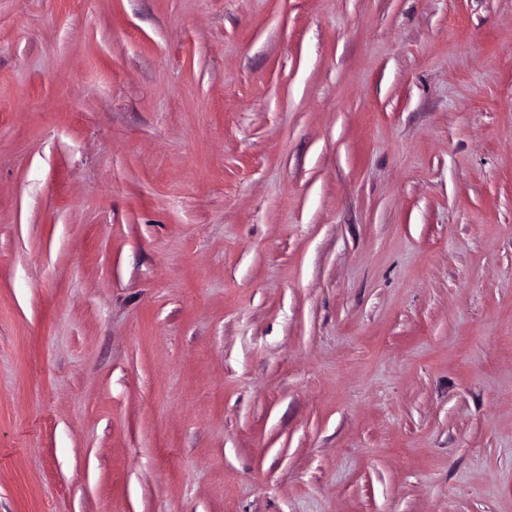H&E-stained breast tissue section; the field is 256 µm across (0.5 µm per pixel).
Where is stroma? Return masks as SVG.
Returning <instances> with one entry per match:
<instances>
[{
    "label": "stroma",
    "instance_id": "1",
    "mask_svg": "<svg viewBox=\"0 0 512 512\" xmlns=\"http://www.w3.org/2000/svg\"><path fill=\"white\" fill-rule=\"evenodd\" d=\"M0 512H512V0H0Z\"/></svg>",
    "mask_w": 512,
    "mask_h": 512
}]
</instances>
